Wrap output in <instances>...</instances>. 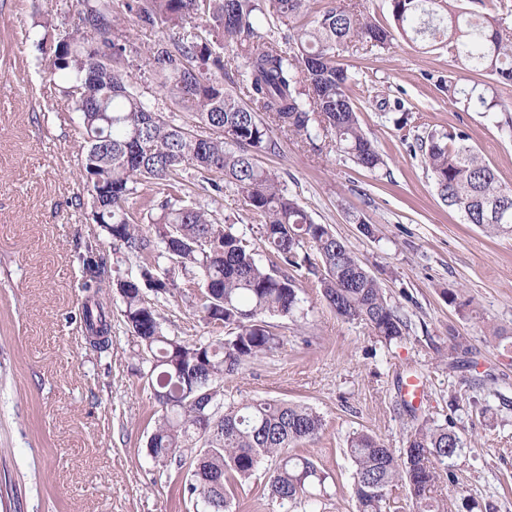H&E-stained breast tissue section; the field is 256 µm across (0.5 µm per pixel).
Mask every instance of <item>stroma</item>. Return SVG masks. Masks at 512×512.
Here are the masks:
<instances>
[{
  "instance_id": "35a3bbf8",
  "label": "stroma",
  "mask_w": 512,
  "mask_h": 512,
  "mask_svg": "<svg viewBox=\"0 0 512 512\" xmlns=\"http://www.w3.org/2000/svg\"><path fill=\"white\" fill-rule=\"evenodd\" d=\"M124 2L114 0L125 14L115 36L127 45L139 91L164 106L145 58L168 32L142 25ZM78 9L77 0H0V476L14 487L0 512H186L181 485L146 448L158 406L118 293L106 300L111 349L94 350L82 331L86 245L102 241L114 279L139 277L141 261L104 242L93 223L92 198L78 182V115L40 75L34 21L48 17L62 31ZM341 61L358 75L349 95L383 166L358 167L322 138H281L279 151L259 160L378 279L408 329L401 340L378 341L337 316L314 278L294 271L302 312L276 318L283 348L226 377L224 400L287 401L322 416V433L297 448L327 477L320 512H355L346 453L353 432L372 433L399 454L426 419L454 422L463 442L448 463L453 512H512V235L487 236L445 205L417 147L432 131L464 135L512 188V130L504 124L512 83H492L500 111L490 117L449 100V79L470 84L478 76L457 69L443 45L398 36L383 49L342 52ZM224 213L266 259L259 221L234 190L224 192ZM145 296L168 334L193 343L225 333L196 316L188 282ZM458 341L468 354L454 368ZM412 377L424 383L417 404L403 393Z\"/></svg>"
}]
</instances>
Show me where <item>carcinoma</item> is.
Wrapping results in <instances>:
<instances>
[{
    "label": "carcinoma",
    "mask_w": 512,
    "mask_h": 512,
    "mask_svg": "<svg viewBox=\"0 0 512 512\" xmlns=\"http://www.w3.org/2000/svg\"><path fill=\"white\" fill-rule=\"evenodd\" d=\"M459 2L389 0L394 29L413 42L442 40L460 70L512 82V28L496 15L467 12ZM80 5L79 23L65 34L36 31L45 51L42 73L79 114V179L93 199L92 220L111 240L146 259L141 278L112 283L100 259L83 262L88 296L82 322L89 344L98 350L112 344V319L102 297L114 288L126 324L149 355L147 379L162 411L148 454L160 469L184 480L193 508L230 512L237 491L267 459L273 461L269 498L282 506L303 502L317 512L310 487L324 485L325 476L290 449L320 434V414L263 399L226 405L222 383L251 360L282 348L284 337L266 318H292L300 310L301 287L288 275L290 267L306 269L337 315L364 323L381 341L406 333L405 316L387 301L379 282L258 160L277 148L276 131L310 144L321 131L357 165L379 168L383 159L347 94L357 75L336 51L383 48L393 34L346 0L279 38L271 35L274 23L308 14L311 0H129L127 11L141 22L183 30L156 41L145 63L160 91L193 112L194 128L173 123L136 90L127 46L114 35L123 17L112 0ZM228 53L243 60L232 74ZM486 91L448 82L455 103L493 115L498 103ZM205 127L218 136L203 135ZM419 149L439 197L465 223L490 235H512V189L498 183L465 137L431 132ZM188 169L211 193V205L184 188L182 173ZM138 185L161 186L165 197L146 196L136 216L128 200ZM226 188L259 218L269 263L256 258L250 242L224 220L220 199ZM159 257L175 263L158 279L149 259ZM179 275L199 278L200 318L228 329L227 336L190 344L165 333L157 310L141 294L145 287L169 294ZM461 451L454 430L428 421L410 432L400 456L372 434L352 433L347 454L356 512H386L398 485L408 490L415 512H442L448 487L455 485L451 475L442 485V473Z\"/></svg>",
    "instance_id": "obj_1"
}]
</instances>
